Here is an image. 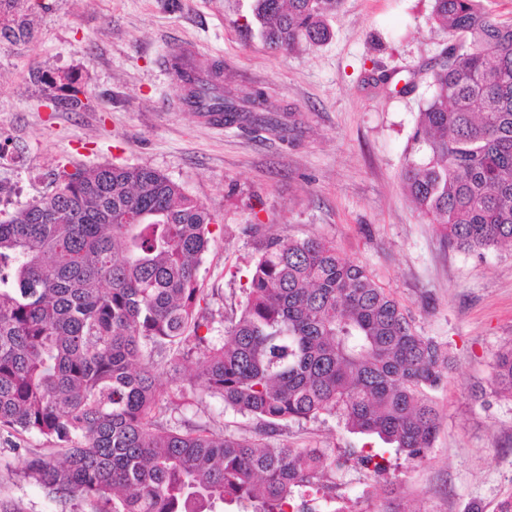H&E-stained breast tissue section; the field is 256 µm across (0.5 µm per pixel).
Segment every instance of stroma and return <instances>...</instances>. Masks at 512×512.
I'll use <instances>...</instances> for the list:
<instances>
[{"mask_svg":"<svg viewBox=\"0 0 512 512\" xmlns=\"http://www.w3.org/2000/svg\"><path fill=\"white\" fill-rule=\"evenodd\" d=\"M26 43H0V199L8 213L49 189V173L73 165L148 166L202 201L215 217L199 280L211 295L207 341L246 299L245 275L262 240L318 237L389 289L417 329L445 349L451 367L432 396L440 426L426 458L388 451L374 474L356 460L374 439L334 416L291 422L267 435L259 420L225 407L190 381L201 352L164 365L159 421L274 446L323 448L342 459L328 486L306 495L308 512H497L512 494V401L492 382L496 353L512 345V251L453 249L412 203L400 172L429 96L428 70L448 41L433 0H342L331 39L275 53L251 20V0H50ZM222 64L224 80L262 89L286 130L246 134L181 103L164 65L170 49ZM69 74L91 107L65 112L49 79ZM381 73L414 80L404 94ZM48 441L0 430V505L61 512L24 480V449Z\"/></svg>","mask_w":512,"mask_h":512,"instance_id":"1","label":"stroma"}]
</instances>
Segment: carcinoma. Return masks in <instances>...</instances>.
Returning a JSON list of instances; mask_svg holds the SVG:
<instances>
[{
	"mask_svg": "<svg viewBox=\"0 0 512 512\" xmlns=\"http://www.w3.org/2000/svg\"><path fill=\"white\" fill-rule=\"evenodd\" d=\"M449 44L401 177L448 244L467 253L512 246V23L483 0H433ZM341 0H253L265 45L290 52L331 35ZM46 0H0V42L34 38ZM172 66L192 88L186 105L243 128L258 89L224 95L220 75L199 78L189 53ZM51 101L81 112L67 81ZM52 190L0 220V429L38 432L58 447L33 452L22 475L52 499L91 512H305L298 505L341 463L317 448L271 446L207 428L170 430L157 419V374L170 352L206 342L209 293L198 271L213 217L148 166H73ZM247 298L193 375L204 392L256 417L264 432L334 415L411 461L435 438L431 392L448 369L441 344L420 333L363 266L317 238L266 239ZM512 398V346L493 367Z\"/></svg>",
	"mask_w": 512,
	"mask_h": 512,
	"instance_id": "obj_1",
	"label": "carcinoma"
}]
</instances>
